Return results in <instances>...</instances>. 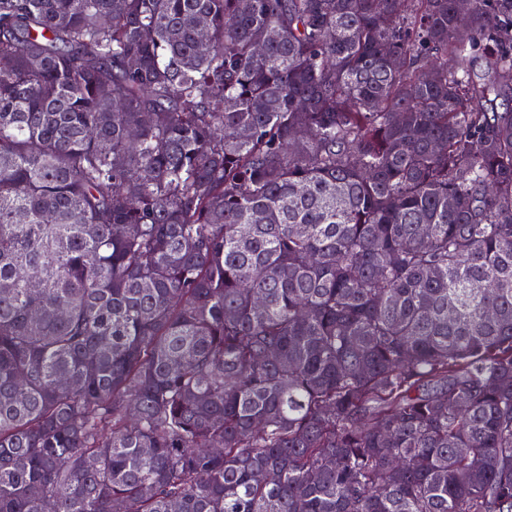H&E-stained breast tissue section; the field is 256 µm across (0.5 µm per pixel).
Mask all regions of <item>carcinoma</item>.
Returning <instances> with one entry per match:
<instances>
[{
  "label": "carcinoma",
  "mask_w": 512,
  "mask_h": 512,
  "mask_svg": "<svg viewBox=\"0 0 512 512\" xmlns=\"http://www.w3.org/2000/svg\"><path fill=\"white\" fill-rule=\"evenodd\" d=\"M454 3L0 0V512H512V0Z\"/></svg>",
  "instance_id": "obj_1"
}]
</instances>
